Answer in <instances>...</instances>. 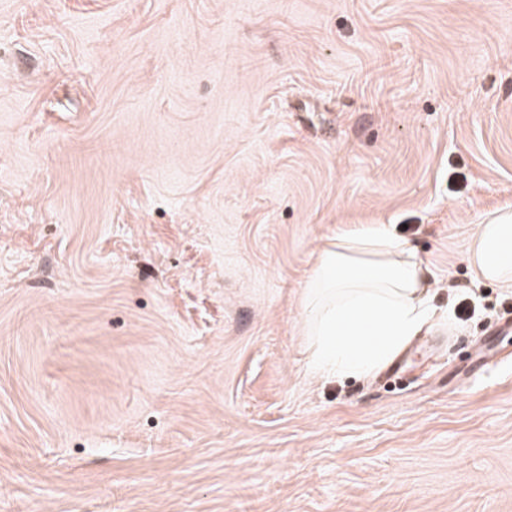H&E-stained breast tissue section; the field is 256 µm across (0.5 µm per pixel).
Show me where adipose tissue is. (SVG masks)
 Listing matches in <instances>:
<instances>
[{
  "label": "adipose tissue",
  "mask_w": 512,
  "mask_h": 512,
  "mask_svg": "<svg viewBox=\"0 0 512 512\" xmlns=\"http://www.w3.org/2000/svg\"><path fill=\"white\" fill-rule=\"evenodd\" d=\"M469 262L479 278L512 288L511 213L478 225ZM428 297L427 267L389 225L337 235L319 250L305 290L314 372L372 377L432 322Z\"/></svg>",
  "instance_id": "ef3b65f1"
}]
</instances>
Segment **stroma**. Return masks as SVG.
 <instances>
[{"instance_id": "obj_1", "label": "stroma", "mask_w": 512, "mask_h": 512, "mask_svg": "<svg viewBox=\"0 0 512 512\" xmlns=\"http://www.w3.org/2000/svg\"><path fill=\"white\" fill-rule=\"evenodd\" d=\"M506 210L512 0H0V512H512ZM359 224L434 319L325 379ZM469 262L479 278L512 288V214L479 224L470 248Z\"/></svg>"}]
</instances>
